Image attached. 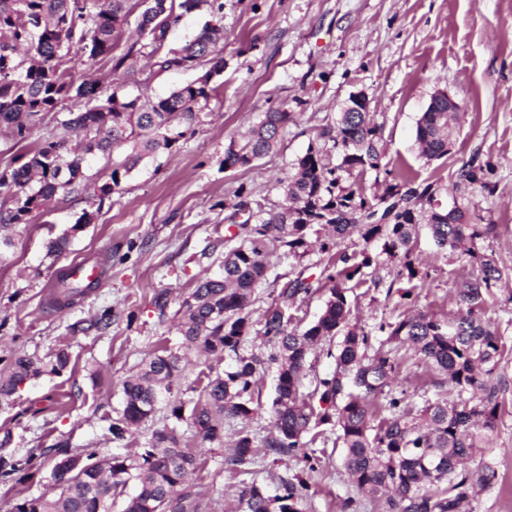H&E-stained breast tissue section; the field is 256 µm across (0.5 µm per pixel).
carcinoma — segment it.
I'll list each match as a JSON object with an SVG mask.
<instances>
[{"instance_id": "cac0c4a2", "label": "carcinoma", "mask_w": 512, "mask_h": 512, "mask_svg": "<svg viewBox=\"0 0 512 512\" xmlns=\"http://www.w3.org/2000/svg\"><path fill=\"white\" fill-rule=\"evenodd\" d=\"M141 6L138 28L148 43L136 40L115 53L124 25ZM196 11L209 16L200 32L180 47L165 48L170 21ZM223 19L224 0H0V129L10 133L17 147L11 165L0 170V251L11 246L4 231L27 223L56 196L84 189L91 159L112 158L109 179L98 186L103 200L145 156L172 150L199 123V112L217 96L213 78L224 70L217 50L224 41ZM74 42L82 45L86 63L105 60L113 76L132 70L147 46L160 71L208 69L170 95L144 104L122 82H113L106 95L91 84L76 83L64 68ZM71 98L86 100V110L68 113L57 129L31 144V132L43 116L59 112ZM464 117L463 111L422 113L415 135L421 155L429 161L448 156L451 130ZM292 120L294 113L286 110L265 112L243 144L225 150L224 167L249 166L275 152L279 131ZM74 130L81 134L76 142L67 136ZM389 164L383 125L369 112L341 111L317 131L281 181L286 204L266 210L239 187L224 217L223 273L199 282L177 311L184 350H201L215 361L188 386L192 397L185 401L179 396L182 355L164 347L154 350L122 382L123 408L108 432L114 442L125 440L162 402L170 407L172 423L153 430L143 448L126 455L100 459L94 453H73L68 441L32 448L22 459L1 452L0 479L37 469L47 458L55 460L57 493L20 498L10 512H112L118 503L121 512H209L206 493L189 482L199 463L184 441L185 430L222 445L224 425L231 420L241 427L227 445L224 464L236 474L248 473L261 454L288 456L309 447L317 439L310 431L329 425L356 493L382 501V512H474L475 488H491L497 472L487 463L471 473L464 463L496 443L508 387L499 368L512 357L499 329L483 318L502 271L478 242L489 238L496 225L483 223L467 198L475 190L492 192L488 176L494 165L476 158L463 163L455 186L464 197L448 209L438 203L440 187L434 183L380 179L391 174ZM369 172L381 186L371 196L363 188ZM92 219L93 214L83 212L70 230L48 241L47 255L64 253ZM423 220L439 249L463 244L476 264L475 273L455 284L460 314L453 321L411 312L379 324L382 336L371 335L348 301V293L365 283L363 269L376 263L364 250L358 255L337 252L320 268L315 283L329 287L330 296L309 328L294 327L289 314L315 284L302 270L282 283L261 319L252 320L255 290L267 282L276 250L300 257L315 243L328 253L354 235L366 244L383 241L390 259L402 257L397 281L411 287H399L397 293L411 297L417 270L410 254ZM68 278L67 272L57 271L52 296L58 310L93 290L91 283ZM113 323L112 311L104 310L73 323L69 332L104 336ZM257 336L273 352H245ZM336 336L341 340L335 369L316 380L315 405L299 392L307 356ZM403 349L424 365L435 388L416 402L391 390ZM225 359L230 363L218 368ZM70 362L66 341L47 360L9 355L0 369V406L11 404L24 382L59 375ZM271 364L277 365L272 429L259 440L249 421L258 376ZM380 398L389 417L375 426L373 407ZM307 490L300 478L280 479L273 495L251 483L240 488L239 501L245 512H304Z\"/></svg>"}]
</instances>
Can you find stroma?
<instances>
[{
  "label": "stroma",
  "instance_id": "obj_1",
  "mask_svg": "<svg viewBox=\"0 0 512 512\" xmlns=\"http://www.w3.org/2000/svg\"><path fill=\"white\" fill-rule=\"evenodd\" d=\"M223 56L219 95L201 112L195 133L172 151L145 157L110 198L91 190L62 197L10 229L13 245L0 257V351L44 358L66 337L72 354L61 375L22 384L14 404L0 407V439L8 438L15 457L62 439L75 452L89 446L102 458L144 446L169 408L160 406L126 441H111L107 427L122 408L121 383L158 346L180 348L175 313L182 299L200 278L222 271L225 202L243 184L262 203H281V179L357 91L367 94L383 126L396 180L439 181L440 200L448 205L452 174L463 162L476 156L494 164L493 194L478 192L473 200L496 226L483 248L503 272L485 317L512 344V0H224ZM195 76L174 70L148 81L134 71L126 90L157 100ZM439 89L457 99L466 116L451 136L448 157L429 163L419 153L415 129ZM273 107L295 115L281 130L277 151L247 167L225 168V149ZM86 211L92 223L72 237L65 253L47 256V241ZM209 244L213 254L202 256ZM342 248L379 260V284L357 288L352 301L363 326L395 320L403 302L386 289L398 262L383 255L378 241L355 237ZM92 256L108 269L100 286L69 309L46 307L54 271ZM414 260L416 308L456 316L454 285L471 273L469 258L438 249L423 225ZM161 290L171 298L163 316L152 304ZM108 307L120 314L109 335L68 337L69 324ZM505 404L495 446L469 463L474 469L488 462L498 472L497 485L479 493L475 512H512V388ZM333 440L328 432L315 443V469L299 457L262 456L253 477L273 491L280 479L301 476L310 484L306 512H339L354 490ZM187 443L200 462L192 480L211 499V512H237L241 477L225 467V449L194 437ZM53 465L49 459L40 469L1 480L0 512L19 498L49 491Z\"/></svg>",
  "mask_w": 512,
  "mask_h": 512
}]
</instances>
